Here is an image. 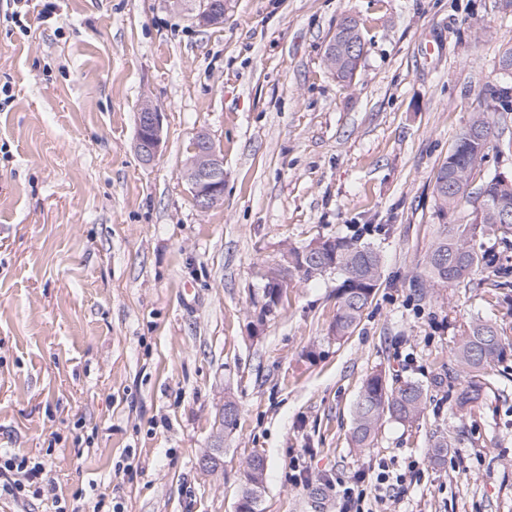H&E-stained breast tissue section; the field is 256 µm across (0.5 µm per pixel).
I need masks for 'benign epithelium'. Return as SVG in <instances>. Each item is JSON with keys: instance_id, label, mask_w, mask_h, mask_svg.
Masks as SVG:
<instances>
[{"instance_id": "obj_1", "label": "benign epithelium", "mask_w": 512, "mask_h": 512, "mask_svg": "<svg viewBox=\"0 0 512 512\" xmlns=\"http://www.w3.org/2000/svg\"><path fill=\"white\" fill-rule=\"evenodd\" d=\"M226 0H195V24L209 28L224 20ZM359 31V22L354 17L343 18L336 25V33L327 43L326 64L336 58L350 59L361 56L364 48L360 42L346 37ZM162 113L149 101L141 104L137 116L136 147L142 161L151 162L161 144ZM189 152L190 164L183 171L197 208L207 211L218 204L224 194V159L210 136L200 132L192 140Z\"/></svg>"}]
</instances>
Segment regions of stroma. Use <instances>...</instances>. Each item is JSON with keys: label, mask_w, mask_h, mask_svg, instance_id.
Masks as SVG:
<instances>
[{"label": "stroma", "mask_w": 512, "mask_h": 512, "mask_svg": "<svg viewBox=\"0 0 512 512\" xmlns=\"http://www.w3.org/2000/svg\"><path fill=\"white\" fill-rule=\"evenodd\" d=\"M0 23V448L46 457L92 512H235L247 460L264 512H338L336 490L405 474L381 512H512V239L471 281L423 287L443 223L434 181L512 47L500 0H227L199 28L179 0H51ZM364 26L351 84L325 65L343 17ZM163 114L153 162L137 110ZM208 132L224 196L200 211L182 177ZM336 236L376 248L381 279L334 338L336 277L267 271ZM477 318L508 346L470 411L446 380ZM374 372L423 385L425 410L350 444ZM235 400L233 430L218 423ZM448 437L436 460L433 436ZM218 471L200 470L211 449ZM300 254L301 253L296 251V257H295L294 263L288 262V260L289 261L292 260V257L288 256V253L286 254L285 263L283 264V266L288 267V276L291 275L293 272H297V273H302V275L305 277H312L313 276L312 270H315L313 268L314 265L310 261H308V259L306 258V252L304 249L302 250V258L301 259H300ZM288 276H285L283 278V276H281L278 273H272L267 278L268 281L277 284V286L275 287L276 289H281L279 292L276 291L274 294L267 296V299H270L269 304H270V307L272 308V312H274L275 307L278 308L281 303L282 288L285 287V284L288 280ZM272 278H276L275 281H272Z\"/></svg>", "instance_id": "1"}]
</instances>
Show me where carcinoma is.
Masks as SVG:
<instances>
[{
  "label": "carcinoma",
  "mask_w": 512,
  "mask_h": 512,
  "mask_svg": "<svg viewBox=\"0 0 512 512\" xmlns=\"http://www.w3.org/2000/svg\"><path fill=\"white\" fill-rule=\"evenodd\" d=\"M512 111V70L499 74V80L483 91V111L477 113L468 127L484 129L474 138L462 128L448 159L437 171L434 184L437 215L444 219L448 211L466 203L471 206L465 224H447L431 246L426 258L429 285L448 287L470 278L479 266L491 261L492 253L476 248V239L495 237L507 241L512 223L505 224L501 213L512 212V188H499L495 177L487 178L475 192H467L473 171L486 158L490 148L499 153L512 152V137L494 134L490 119L495 112ZM329 272L336 274L337 313L332 335L342 338L358 325L364 310L373 299L381 278L380 257L369 244L335 237L322 245ZM504 352V339L496 324L472 321L456 353V374L466 383L455 397V405L464 409L478 402L491 386L488 368ZM424 392L414 381L388 383L380 374L366 378L353 406L351 441L356 448L372 444L378 426L388 417L398 422H411L423 412ZM266 464L248 461L245 483L239 497L240 512H263Z\"/></svg>",
  "instance_id": "obj_1"
}]
</instances>
